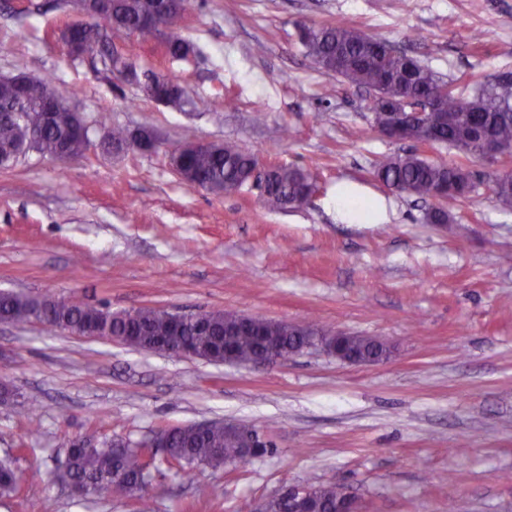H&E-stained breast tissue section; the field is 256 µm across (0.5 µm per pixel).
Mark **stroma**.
Returning <instances> with one entry per match:
<instances>
[{
    "mask_svg": "<svg viewBox=\"0 0 512 512\" xmlns=\"http://www.w3.org/2000/svg\"><path fill=\"white\" fill-rule=\"evenodd\" d=\"M69 0H0V76H53L91 133L154 132L116 154L92 145L61 162L38 152L0 168V290L77 297L114 311L232 310L385 341L377 364L308 351L270 366L215 364L0 323V459L19 476L0 512H251L288 485L337 482L362 512H512V210L488 168L434 144V162H466L476 190L452 224L374 176L409 143L371 127L370 95L324 72L297 24L342 22L393 42L444 78L512 72V0H190L193 63L162 41L136 47L140 71L178 77V110L69 56ZM230 141L318 175L310 203L281 210L256 191L188 187L169 155ZM350 188L373 223L338 217ZM42 418L28 431L30 411ZM254 425L273 454L191 474L163 466L139 497L86 503L58 473L73 440H139L174 426ZM209 488L196 497L197 485Z\"/></svg>",
    "mask_w": 512,
    "mask_h": 512,
    "instance_id": "stroma-1",
    "label": "stroma"
}]
</instances>
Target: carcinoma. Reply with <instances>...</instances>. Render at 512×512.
I'll list each match as a JSON object with an SVG mask.
<instances>
[{"label":"carcinoma","mask_w":512,"mask_h":512,"mask_svg":"<svg viewBox=\"0 0 512 512\" xmlns=\"http://www.w3.org/2000/svg\"><path fill=\"white\" fill-rule=\"evenodd\" d=\"M151 0H111L114 22L108 29L100 27L93 15L84 22L67 27L69 42L87 52L97 51L103 69L100 74L111 79L117 73L137 74L138 66L130 47L166 33L165 54L173 62H183L195 53L193 44L179 32L182 13L168 10L156 19L150 11ZM315 64L349 84L374 93L377 102L370 106L372 127L388 124L389 107L412 95L432 98L438 105L440 121L427 127H411L408 141L412 144L443 143L457 150L478 138L512 148V79L502 72L490 79L477 81L467 93L453 79H444L415 57L396 48L390 41L367 35L344 23L308 26L298 36ZM152 81L151 94L145 98L181 109L189 104L187 91L178 79L167 72L147 73ZM70 89L54 79L25 77L20 88L0 83V167H7L19 156L35 150L51 157L64 152L72 159L82 158L88 149V129L80 116L47 117L43 103L49 96L71 97ZM106 145H151L153 133L147 129L131 132L122 128L102 127ZM256 158L237 145L225 142L206 148L188 150L181 155L179 175L193 189L215 195L233 196L247 187V179ZM375 178L421 199H432L437 190L448 185V194L439 206L424 215L428 224L455 223L454 209L475 189L470 170L458 164L430 161L415 148L402 155L378 161ZM490 190L504 209H512V172L488 175ZM317 190L315 176L305 167L278 164L269 179L265 202L286 209L306 203L302 196ZM196 317L222 329L238 320V312L229 310L202 311ZM27 323L38 321L55 330L65 325L83 326L97 323L111 336H134V348L173 333L168 312L138 308L114 312L106 307L86 304L77 299H49L44 315H35L30 296L16 292H0V321ZM329 336L331 332L307 323L291 329L281 321L262 318L255 331H244L234 337L231 352L236 362L249 364L263 353L261 337L274 336L285 357L309 335ZM179 341L195 348L201 359L217 361L224 355V337L200 336L196 326H183ZM347 348L359 356H378L384 352L381 341L348 336ZM238 433L224 432V423L212 422L199 431L193 426H176L170 430L167 456L177 461L184 471L198 464L213 468L236 460L240 452L239 436L254 430L248 424L237 425ZM145 459L141 442L128 441L116 447L110 441L99 444L77 440L69 449V463L62 480L84 490L83 500L129 497L146 490L143 481ZM18 484L15 470L0 463V493L14 491ZM339 484L314 486L316 498L326 508L336 505L342 495Z\"/></svg>","instance_id":"1"}]
</instances>
